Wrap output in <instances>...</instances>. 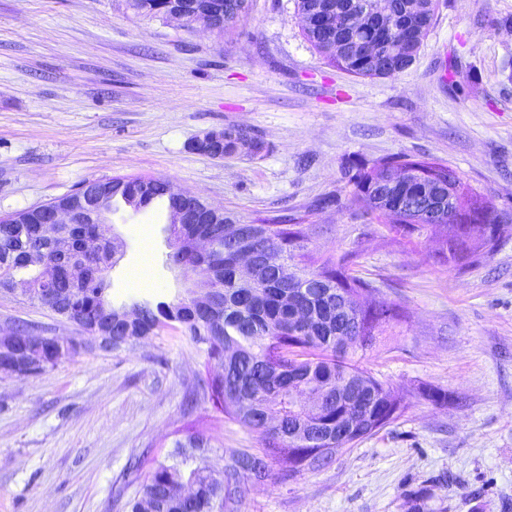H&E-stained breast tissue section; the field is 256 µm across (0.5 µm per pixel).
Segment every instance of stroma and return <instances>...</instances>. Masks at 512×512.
I'll list each match as a JSON object with an SVG mask.
<instances>
[{"label":"stroma","mask_w":512,"mask_h":512,"mask_svg":"<svg viewBox=\"0 0 512 512\" xmlns=\"http://www.w3.org/2000/svg\"><path fill=\"white\" fill-rule=\"evenodd\" d=\"M225 127L264 150H192ZM404 154L442 162L495 204L500 238L478 265L449 264L440 236H397L357 208L351 167ZM112 176L168 179L242 224L305 216L308 252L355 254L353 275L400 312L355 358L402 397V415L320 470L242 481L244 512H512V0H439L415 62L374 79L315 51L295 0H250L221 33L127 0H0V217ZM110 219L122 243L112 304L186 298L168 220L120 203ZM16 321L79 333L0 292V327ZM213 372L166 329L0 376V512H129L193 422L207 425L213 470L259 447L212 401L187 408Z\"/></svg>","instance_id":"35a3bbf8"}]
</instances>
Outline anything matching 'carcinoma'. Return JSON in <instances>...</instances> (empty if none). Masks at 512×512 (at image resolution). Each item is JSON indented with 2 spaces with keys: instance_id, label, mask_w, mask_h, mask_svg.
<instances>
[{
  "instance_id": "1",
  "label": "carcinoma",
  "mask_w": 512,
  "mask_h": 512,
  "mask_svg": "<svg viewBox=\"0 0 512 512\" xmlns=\"http://www.w3.org/2000/svg\"><path fill=\"white\" fill-rule=\"evenodd\" d=\"M129 6L145 16L161 17L158 0H129ZM328 6L334 8L335 29L323 32L313 28L310 17ZM437 7V0H295L301 29L310 45L338 69L363 78L386 76L393 66L404 71L419 50L410 47L391 55V46L378 38L376 25H362L360 18L383 22L394 38L405 23L414 20L424 39L434 24ZM396 169L408 173L409 178L382 184L373 178ZM350 181L356 189L358 208L377 215L394 233L403 237L425 230L441 234L450 263L488 254L498 241L500 224L495 206L480 195L468 193L458 176L448 182V166L433 159L407 155L383 158L370 168H356ZM450 185L459 197L468 198V209H448ZM112 200H121L138 211L157 200L166 201L168 196L159 188L141 196L127 186ZM212 219L211 224L168 228L176 246L173 256L180 259L186 275L192 279L207 275L217 288L211 307H200L192 297L177 303L146 301L139 335L149 337L164 328L183 329L216 368L203 391H192V400L207 396L231 420L255 434L262 447L229 457L218 475L206 464L180 468L159 463L141 485L139 498L129 503L130 512H139L144 497L156 502L158 512H242L237 491L242 479H263L274 465L288 477L324 468L334 457L324 449L334 448L339 453L350 448L399 418L404 409L402 398L393 389L350 358L357 349L372 346L398 316L387 301L363 304V294L374 288L348 273L354 255L319 263L305 251L308 228L303 219H262L255 225L260 276L257 292L249 296L238 285L234 252L224 241L223 226L234 218L220 213ZM199 234L212 236L213 245L206 254H196L191 248ZM30 249L28 225L0 223V291H8L18 280L39 281V269L26 263ZM42 251L62 287L77 289L70 311L63 317L79 325L82 317L109 302L99 272L100 264L111 257L89 258L74 252L61 262L49 242L42 244ZM71 265L84 267L85 278L71 280ZM288 290L318 312L317 325L297 328L290 323L284 298ZM81 350L76 336H50L45 362L29 375H39ZM271 373L276 387L288 390L311 383L322 387L346 383L345 394L323 408L315 435L303 443L289 438L300 419L287 403L275 402L282 416L281 432L264 426L266 409L272 403ZM206 445L203 424L175 442L186 460ZM176 478L196 485L195 499L167 497L166 488Z\"/></svg>"
}]
</instances>
